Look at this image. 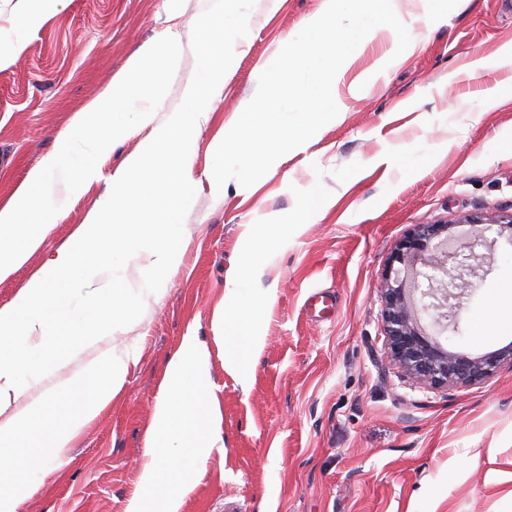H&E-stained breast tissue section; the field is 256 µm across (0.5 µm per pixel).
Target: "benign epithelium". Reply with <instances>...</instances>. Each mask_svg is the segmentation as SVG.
<instances>
[{
    "label": "benign epithelium",
    "instance_id": "1",
    "mask_svg": "<svg viewBox=\"0 0 512 512\" xmlns=\"http://www.w3.org/2000/svg\"><path fill=\"white\" fill-rule=\"evenodd\" d=\"M451 224H417L396 245L380 288L381 315L391 361L408 377L433 389L466 385L512 364V345L469 356L443 346L440 335L454 317L451 301L473 290L484 256L476 253L487 241L476 236L460 242ZM477 261L453 276L456 291L448 292V262L459 256Z\"/></svg>",
    "mask_w": 512,
    "mask_h": 512
}]
</instances>
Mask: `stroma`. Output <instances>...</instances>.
Returning a JSON list of instances; mask_svg holds the SVG:
<instances>
[{
	"label": "stroma",
	"mask_w": 512,
	"mask_h": 512,
	"mask_svg": "<svg viewBox=\"0 0 512 512\" xmlns=\"http://www.w3.org/2000/svg\"><path fill=\"white\" fill-rule=\"evenodd\" d=\"M319 3L255 0L250 41L197 135L182 260L145 297L138 320L84 346L29 395L74 381L110 348L133 352L137 363L17 512H124L141 492L145 433L166 364L190 333L209 352L224 448L213 451L180 512H512V364L472 385L418 384L389 360L379 298L388 259L415 225L449 224L460 239L481 232L493 243L484 276L447 345L481 355L512 344L492 304L512 284V241L496 224L512 214V64L498 60L512 45V0H459L443 24L416 22L414 50L384 67L378 61L397 36L372 30L345 72L368 77L366 93L344 97L345 111L275 172L247 188L228 181L214 196L211 143ZM18 8L19 0H0V42L26 43L0 69V205L53 151L74 113L172 25L181 54L157 122L176 111L195 70L201 0H61L30 28L20 27ZM478 58L483 68L471 71ZM106 189L104 179L66 199L64 218L0 281V306ZM465 215L480 227L462 223ZM249 224L277 225L278 238L253 284L266 299L252 311L265 339L244 378L224 369L214 312L240 269ZM317 292L334 297L330 315L308 307Z\"/></svg>",
	"instance_id": "stroma-1"
}]
</instances>
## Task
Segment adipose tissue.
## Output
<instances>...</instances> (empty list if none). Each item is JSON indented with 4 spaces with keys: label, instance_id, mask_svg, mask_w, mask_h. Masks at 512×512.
I'll return each mask as SVG.
<instances>
[{
    "label": "adipose tissue",
    "instance_id": "1",
    "mask_svg": "<svg viewBox=\"0 0 512 512\" xmlns=\"http://www.w3.org/2000/svg\"><path fill=\"white\" fill-rule=\"evenodd\" d=\"M273 235V225L247 226L242 237L244 264L225 285L221 311L224 368L232 373L240 371L244 356L257 355L262 346L261 327L251 320L242 301L251 295V283L259 273L256 256ZM131 360V354L107 350L88 366L87 378L100 376L104 382L49 437L46 446L52 456L61 457L82 429L111 404L126 380ZM221 421L219 399L211 389L209 355L196 337H185L166 365L164 390L154 404L147 460L139 477L143 490H164L155 512H179L197 476L204 474L212 450L224 445Z\"/></svg>",
    "mask_w": 512,
    "mask_h": 512
}]
</instances>
